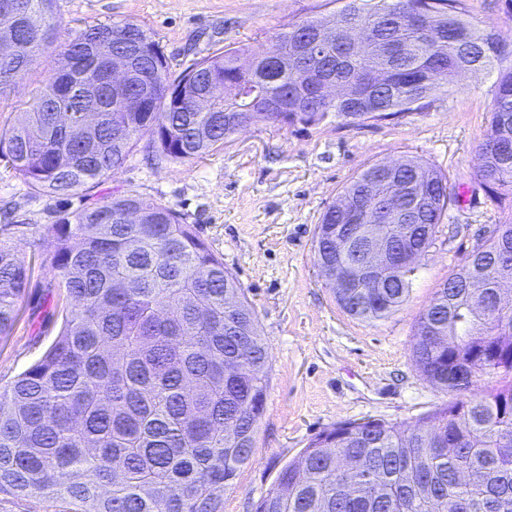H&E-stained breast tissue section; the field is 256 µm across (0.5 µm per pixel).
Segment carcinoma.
Here are the masks:
<instances>
[{"label": "carcinoma", "mask_w": 512, "mask_h": 512, "mask_svg": "<svg viewBox=\"0 0 512 512\" xmlns=\"http://www.w3.org/2000/svg\"><path fill=\"white\" fill-rule=\"evenodd\" d=\"M431 21L414 25L407 5ZM353 23L394 46L348 58L340 34L285 69L267 70L243 46L204 57L173 74L165 56L140 58L153 105L130 112L125 100L84 97L107 79L103 60L127 39L159 45L134 21L90 24L64 36L54 0H0V29L43 17L40 35L23 40L14 64L0 63V93L44 66L42 88L0 133L14 172L38 192L70 196L118 170L142 140L161 160L189 161L239 130L253 101L297 95L304 75L363 85L378 112L358 123L420 112L458 73L495 76L491 118L479 145L480 176L499 196L512 195V153L493 146L512 133V40L481 28L466 0H346ZM446 42L435 45L434 23ZM320 18L278 29L272 49L287 51ZM183 88L181 108L170 88ZM210 97L199 112L191 101ZM351 107H325L308 93L299 109L260 112L256 122L309 125L329 113L346 121ZM404 170L421 189L419 223L438 227L448 206V178L418 158ZM368 169L342 190L355 207ZM335 205L317 225L316 264L340 266L358 252L336 250ZM137 219L129 222L130 211ZM484 282L497 291L512 271V248L491 243ZM41 266L63 307L60 331L42 355L0 385V496L46 503L53 512H224V489L253 460L266 408L267 348L244 288L195 233L161 202L118 195L64 212L46 226ZM34 265L0 243V339L8 337ZM440 289L420 315L413 355L423 375L452 396L417 426L371 420L326 430L278 473L254 512H512V305L474 316L463 279ZM406 270L376 303L368 288H335L350 316L377 322L405 301Z\"/></svg>", "instance_id": "carcinoma-1"}]
</instances>
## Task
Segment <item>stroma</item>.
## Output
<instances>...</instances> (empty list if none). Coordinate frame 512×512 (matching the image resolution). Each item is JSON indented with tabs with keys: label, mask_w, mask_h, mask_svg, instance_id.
Masks as SVG:
<instances>
[{
	"label": "stroma",
	"mask_w": 512,
	"mask_h": 512,
	"mask_svg": "<svg viewBox=\"0 0 512 512\" xmlns=\"http://www.w3.org/2000/svg\"><path fill=\"white\" fill-rule=\"evenodd\" d=\"M478 24L512 37V0H467ZM339 0H56L61 33L94 23L135 21L150 29L172 72L231 44L262 51L274 32L309 17H334ZM494 78L457 77L423 112L348 126L260 123L201 159L159 161L138 148L90 188L58 199L31 189L0 154V240L25 259L63 210L115 195L161 202L191 224L239 280L268 350L270 387L254 459L224 492V512H252L279 470L320 432L368 420L415 423L449 400L420 372L414 324L478 238L507 214L479 176L478 148L490 120ZM417 157L448 176V208L412 276L406 300L369 323L348 315L314 261L327 205L368 165ZM34 272L11 336L0 342V383L50 345L61 326L55 296Z\"/></svg>",
	"instance_id": "stroma-1"
}]
</instances>
